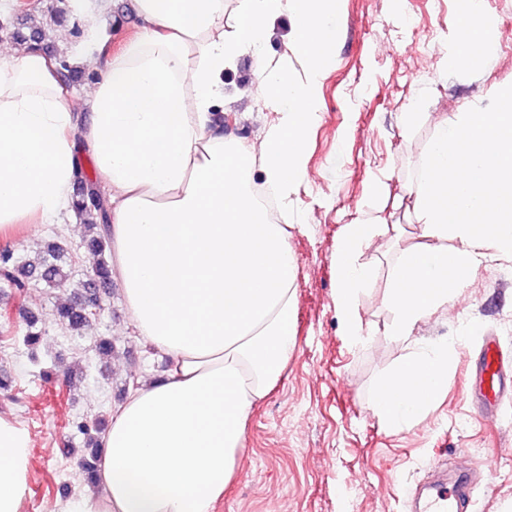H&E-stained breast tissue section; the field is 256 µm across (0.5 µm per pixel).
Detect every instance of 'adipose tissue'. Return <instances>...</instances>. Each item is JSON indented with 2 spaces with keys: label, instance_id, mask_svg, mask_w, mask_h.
Returning a JSON list of instances; mask_svg holds the SVG:
<instances>
[{
  "label": "adipose tissue",
  "instance_id": "ef3b65f1",
  "mask_svg": "<svg viewBox=\"0 0 512 512\" xmlns=\"http://www.w3.org/2000/svg\"><path fill=\"white\" fill-rule=\"evenodd\" d=\"M338 3L136 0V38L115 53L79 56L96 73L79 102L54 57L0 50V237L26 218L50 222L70 210L84 142L108 198L112 271L133 326L168 361L113 409L98 492L56 512H214L235 479L249 414L295 347L288 226L269 222L252 188L269 189L285 209L304 180ZM284 12L305 78L264 63L237 96L266 98L277 122L256 143L225 136L215 122L228 103L224 73L260 54L269 21ZM460 20L445 60L469 68L490 53L494 26L482 0H461ZM492 100L440 122L417 184L405 189L421 241L392 266L385 333L409 351L372 396L392 431L448 389L459 339L416 335L418 325L446 309L486 258L512 257V89ZM364 215L344 225L333 258L336 309L355 348L370 337L358 314L372 281L363 250L388 230L378 207ZM32 448L29 430L0 416V512H20Z\"/></svg>",
  "mask_w": 512,
  "mask_h": 512
}]
</instances>
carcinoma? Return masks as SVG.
<instances>
[{"label":"carcinoma","instance_id":"cac0c4a2","mask_svg":"<svg viewBox=\"0 0 512 512\" xmlns=\"http://www.w3.org/2000/svg\"><path fill=\"white\" fill-rule=\"evenodd\" d=\"M72 11L69 0H52L49 13L53 21L59 23L66 20ZM12 38L22 43L35 42L43 49L50 50L48 37L44 30L33 29L29 34L17 30L12 32ZM61 81L68 85L77 82L85 76L79 74L68 62L58 57ZM92 79V76L85 77ZM76 178L80 187L76 194L73 211L76 217L87 224V234L82 247L95 258L91 267L93 279L101 284L112 282L110 263L106 253L110 250L108 237L107 201L100 189L83 172L82 165L76 166ZM74 266L71 253L62 243H52L47 246L44 254L35 260L22 259L8 249L0 250V283L18 294H22L38 283H44L52 288L65 286L74 277ZM99 301L101 297L95 293H82L79 297L57 309L58 321L61 327L76 338H83L90 331L94 318L87 311L88 303ZM105 425L101 416L91 421L75 422L76 431L87 439L99 432Z\"/></svg>","mask_w":512,"mask_h":512}]
</instances>
